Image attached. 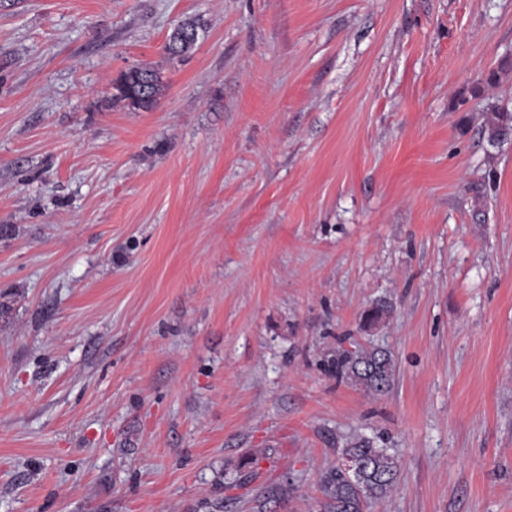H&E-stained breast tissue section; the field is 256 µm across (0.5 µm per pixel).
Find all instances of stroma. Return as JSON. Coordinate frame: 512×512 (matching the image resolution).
Masks as SVG:
<instances>
[{
    "instance_id": "1",
    "label": "stroma",
    "mask_w": 512,
    "mask_h": 512,
    "mask_svg": "<svg viewBox=\"0 0 512 512\" xmlns=\"http://www.w3.org/2000/svg\"><path fill=\"white\" fill-rule=\"evenodd\" d=\"M495 110L512 0H0V512H319L357 434L400 464L366 512H512ZM197 35V26L193 22L179 25L170 35L166 51L172 56L189 54L196 45ZM145 79L151 82L150 94L141 91ZM162 86L163 79L158 70L150 67L131 68L123 72L114 84L117 93L113 96L133 110H150L156 105ZM332 365L337 378H346L372 395H385L394 385V360L385 349L355 345L353 350L338 351Z\"/></svg>"
}]
</instances>
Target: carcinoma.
I'll return each instance as SVG.
<instances>
[{
	"label": "carcinoma",
	"mask_w": 512,
	"mask_h": 512,
	"mask_svg": "<svg viewBox=\"0 0 512 512\" xmlns=\"http://www.w3.org/2000/svg\"><path fill=\"white\" fill-rule=\"evenodd\" d=\"M197 42V26L187 22L176 27L166 44L172 56H183L194 49ZM160 72L150 67H136L121 74L114 84L115 98L133 110H150L162 90ZM512 129V114L490 112L482 133L491 143L503 139ZM391 313V305L380 302L364 316L363 325L372 327ZM332 365L339 379H347L369 394L381 396L394 385V360L385 349H368L356 345L351 350L336 353ZM353 466L348 467L346 463ZM399 475L398 457L389 449L378 446L373 438L356 435L348 439L340 452V464L321 480L322 500L320 512H364L370 501H382L388 497Z\"/></svg>",
	"instance_id": "cac0c4a2"
}]
</instances>
